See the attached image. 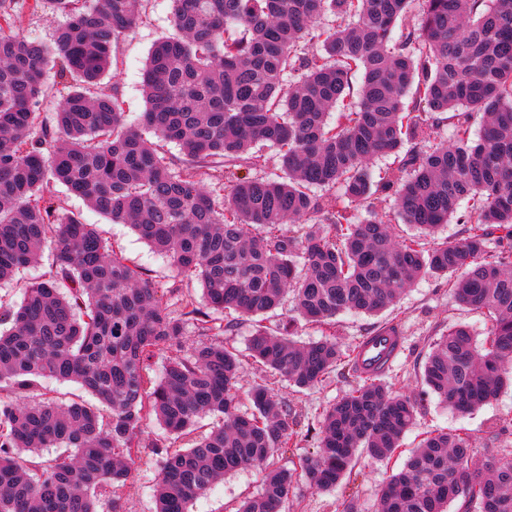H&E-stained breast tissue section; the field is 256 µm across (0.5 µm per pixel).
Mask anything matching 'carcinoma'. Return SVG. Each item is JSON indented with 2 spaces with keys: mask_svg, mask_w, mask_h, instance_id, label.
<instances>
[{
  "mask_svg": "<svg viewBox=\"0 0 512 512\" xmlns=\"http://www.w3.org/2000/svg\"><path fill=\"white\" fill-rule=\"evenodd\" d=\"M16 2L0 0V280L49 240L55 270L0 330V512H127L121 491L151 418L164 430L156 512H188L247 467L262 487L237 512H282L295 473L275 457L304 426L280 383L311 389L334 370L348 382L300 465L320 491L361 453L391 459L428 396L469 414L498 394L512 376V0H175L176 34L148 56L135 118L102 79L141 0H25L67 16L52 47L16 32ZM55 98L50 123L43 104ZM268 149L279 174L237 177L222 202L204 188L231 168H264ZM377 156L392 162L377 171ZM58 184L130 225L176 276L145 277L82 216L58 214ZM334 186L346 203L326 209L318 191ZM388 197L391 217L378 210ZM453 218L464 234L437 240ZM397 222L416 233H396ZM422 274L481 310L486 338L479 351L468 326L448 328L420 392L399 394L388 371L360 369L336 317L378 314ZM288 297L324 327L320 339L294 341L292 318L275 333L263 325ZM227 309L255 319L247 356L267 372L249 412L236 396L241 355L224 344ZM163 350L154 382L147 369ZM44 377L97 403L29 400ZM204 415L221 424L195 437ZM47 448L70 454L27 459ZM454 502L512 512V459H477L464 428L422 438L378 512Z\"/></svg>",
  "mask_w": 512,
  "mask_h": 512,
  "instance_id": "obj_1",
  "label": "carcinoma"
}]
</instances>
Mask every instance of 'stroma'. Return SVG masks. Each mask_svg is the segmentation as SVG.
<instances>
[{
    "instance_id": "stroma-1",
    "label": "stroma",
    "mask_w": 512,
    "mask_h": 512,
    "mask_svg": "<svg viewBox=\"0 0 512 512\" xmlns=\"http://www.w3.org/2000/svg\"><path fill=\"white\" fill-rule=\"evenodd\" d=\"M142 19L120 43L119 54L112 65L111 83L117 86L125 101L127 111L143 112L145 99L141 89L142 72L153 44L160 38L172 35V0H143ZM53 202L60 211L81 213L94 224L108 246L121 253L132 266L146 268L150 278L165 281L172 279L174 271L162 257L125 224L112 223L103 215L87 210L83 202L57 188ZM53 256L51 249H44L37 266L20 271L13 280L0 282V317L15 309L24 288L34 278L51 275ZM402 323L403 350L396 358L390 379L402 393L418 390L417 380L428 346L434 336L447 331L449 326L464 324L470 327L475 341H483L485 317L477 310L459 305L448 290L446 280L434 276L419 278L402 296L395 307L376 316L345 314L336 319V335L342 345L348 346L373 328L384 325L391 318ZM337 373H330L316 388L300 390L283 385L281 398L302 416L306 424H317L323 408L338 400L346 390ZM512 418V386L503 385L498 395L473 413L462 415L429 399L427 410L419 416L415 426L403 440V448L417 445L427 432L437 429H468L474 438L479 455H501L503 449L512 448V432L498 430L500 420ZM163 431L154 422L143 427L145 446L135 466L134 477L123 488L127 512H154L153 486L158 479L162 457L154 448ZM401 456L379 462L359 457L352 477L346 485L333 491H317L305 480H297L286 501L283 512H341L343 501H350L355 512H377L380 489L386 478L401 465ZM262 486L261 473L246 468L225 476L206 494L188 505V512H235L244 498L256 495Z\"/></svg>"
}]
</instances>
